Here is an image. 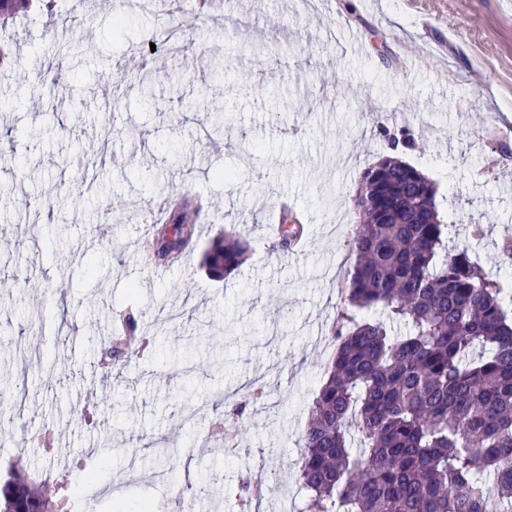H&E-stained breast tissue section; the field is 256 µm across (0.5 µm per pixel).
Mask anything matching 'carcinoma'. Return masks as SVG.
I'll use <instances>...</instances> for the list:
<instances>
[{"instance_id":"carcinoma-1","label":"carcinoma","mask_w":512,"mask_h":512,"mask_svg":"<svg viewBox=\"0 0 512 512\" xmlns=\"http://www.w3.org/2000/svg\"><path fill=\"white\" fill-rule=\"evenodd\" d=\"M28 9L0 0V27ZM354 256L331 327L335 348L309 407L296 479L313 512H512V312L448 228L426 175L389 154L364 169ZM303 233L282 225L284 254ZM173 210L160 260L193 248ZM247 246L227 234L204 261L228 274ZM379 308L386 320H368ZM22 462L0 477V512H76L68 478L38 488ZM263 480H240L243 505Z\"/></svg>"}]
</instances>
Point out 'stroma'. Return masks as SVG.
<instances>
[{
    "label": "stroma",
    "instance_id": "1",
    "mask_svg": "<svg viewBox=\"0 0 512 512\" xmlns=\"http://www.w3.org/2000/svg\"><path fill=\"white\" fill-rule=\"evenodd\" d=\"M152 2L35 11L0 40V392L25 389L0 469L37 431L51 442L23 462L50 479L102 466L89 450L104 441L95 512H239L242 472L295 478L380 127L413 130L402 159L435 183L449 246L512 297V0ZM346 28L363 51L331 39ZM66 45L57 94L31 67ZM203 49L226 55L224 80L195 63ZM145 68L166 75L148 102ZM172 195L197 199L200 233L161 272L139 253ZM287 216L304 247L285 255L271 228ZM223 231L248 253L216 277L203 257ZM129 312L152 349L103 368ZM256 387L226 447L215 422Z\"/></svg>",
    "mask_w": 512,
    "mask_h": 512
}]
</instances>
